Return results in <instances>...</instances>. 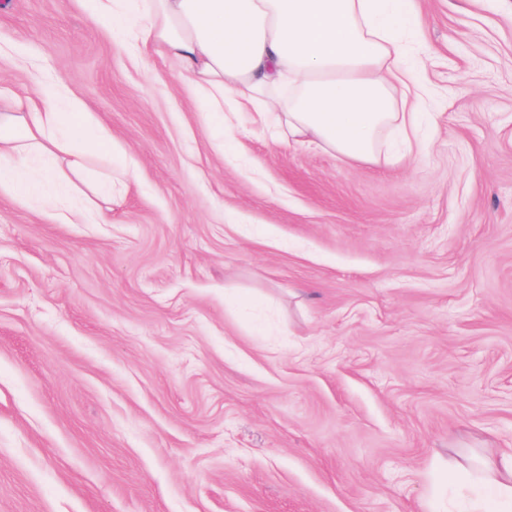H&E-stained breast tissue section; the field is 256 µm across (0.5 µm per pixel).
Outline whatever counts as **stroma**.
<instances>
[{
  "label": "stroma",
  "instance_id": "35a3bbf8",
  "mask_svg": "<svg viewBox=\"0 0 512 512\" xmlns=\"http://www.w3.org/2000/svg\"><path fill=\"white\" fill-rule=\"evenodd\" d=\"M427 148L223 136L81 0H0V92L112 131L107 224L0 196V512H470L512 451V0H415Z\"/></svg>",
  "mask_w": 512,
  "mask_h": 512
}]
</instances>
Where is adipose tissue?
<instances>
[{"instance_id":"1","label":"adipose tissue","mask_w":512,"mask_h":512,"mask_svg":"<svg viewBox=\"0 0 512 512\" xmlns=\"http://www.w3.org/2000/svg\"><path fill=\"white\" fill-rule=\"evenodd\" d=\"M87 14L159 48L206 94L256 112L276 139L314 145L344 160L375 163L380 135H414L420 112L410 93L418 71L404 62L403 33L419 30L412 0H84ZM111 130L60 80L38 95L0 100V194L67 211L77 185L111 198V177L90 162Z\"/></svg>"}]
</instances>
